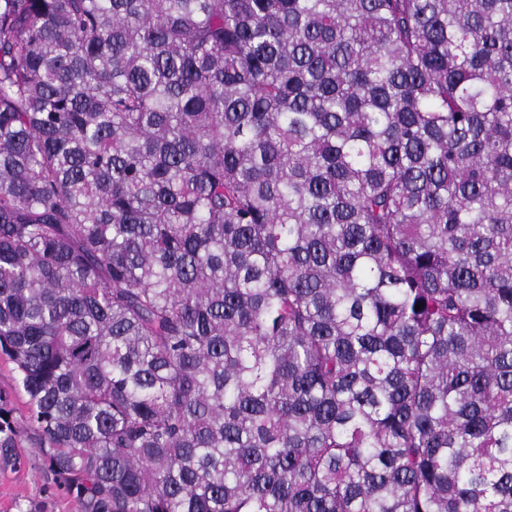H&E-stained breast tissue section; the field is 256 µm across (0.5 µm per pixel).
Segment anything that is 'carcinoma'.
Returning a JSON list of instances; mask_svg holds the SVG:
<instances>
[{"instance_id": "carcinoma-1", "label": "carcinoma", "mask_w": 512, "mask_h": 512, "mask_svg": "<svg viewBox=\"0 0 512 512\" xmlns=\"http://www.w3.org/2000/svg\"><path fill=\"white\" fill-rule=\"evenodd\" d=\"M0 355L81 512H512V0H0Z\"/></svg>"}]
</instances>
